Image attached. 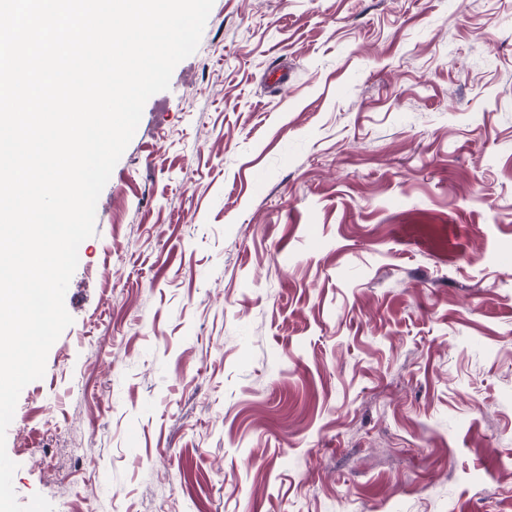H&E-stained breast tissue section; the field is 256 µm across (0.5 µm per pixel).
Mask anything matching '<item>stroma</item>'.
<instances>
[{"label":"stroma","instance_id":"35a3bbf8","mask_svg":"<svg viewBox=\"0 0 512 512\" xmlns=\"http://www.w3.org/2000/svg\"><path fill=\"white\" fill-rule=\"evenodd\" d=\"M6 432L54 512H512V0H214Z\"/></svg>","mask_w":512,"mask_h":512}]
</instances>
